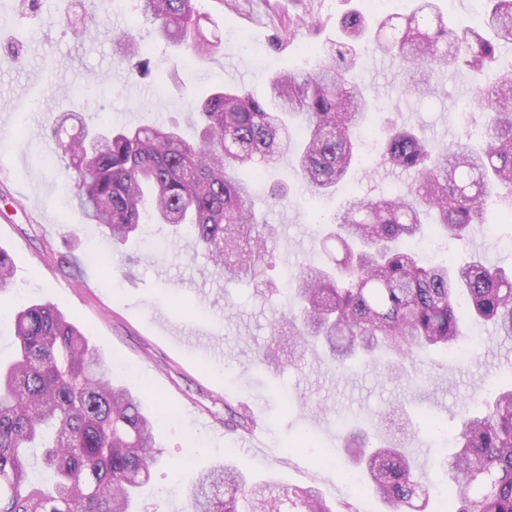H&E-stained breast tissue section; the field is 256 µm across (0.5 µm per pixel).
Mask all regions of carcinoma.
I'll return each mask as SVG.
<instances>
[{
    "label": "carcinoma",
    "mask_w": 512,
    "mask_h": 512,
    "mask_svg": "<svg viewBox=\"0 0 512 512\" xmlns=\"http://www.w3.org/2000/svg\"><path fill=\"white\" fill-rule=\"evenodd\" d=\"M484 4L476 28L449 24L435 0L377 20L352 10L339 39L318 50L314 70L276 73L262 99L230 88L209 94L190 113L200 126L194 142L176 127L115 130L81 119L71 133L65 123L77 115L65 113L53 136L74 169L73 200L116 243L135 236L149 214L190 236L204 268L257 282L274 228L257 219L245 176L289 155L311 191L328 194L363 164L357 144L369 129L383 164L413 180L394 198L353 194L326 221L320 244L328 260L289 275L288 316L258 347V362L279 361L285 328L291 365L322 346L338 370L382 354L386 374L398 376L430 348L463 345L471 320L512 340V269L475 253L424 267L408 245L429 217L446 240L466 245L486 224L485 201L498 187L512 223V68L496 65L499 45L512 43V0ZM136 9L159 38L188 44L189 62L213 47L199 0H136ZM368 38L397 61L406 94L430 92L432 78L449 69L484 76L474 103L484 118L482 146L460 138L437 150L390 118L370 124L375 105L350 76L356 46ZM118 41L138 71L148 69L132 33ZM12 276V258L0 248V287ZM14 342L13 358L0 364V512H135L162 456L151 394L112 376L88 330L51 301L16 312ZM449 429L452 448L439 461L448 512H512V389L466 406ZM408 436L386 427L373 442L355 431L344 439L355 482L380 497L385 512L431 498L416 478ZM37 445L49 485L27 480L26 452ZM286 501L298 512H352L347 502L328 504L313 485L259 483L229 463L198 473L188 512H281Z\"/></svg>",
    "instance_id": "carcinoma-1"
}]
</instances>
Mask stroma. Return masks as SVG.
Wrapping results in <instances>:
<instances>
[{
  "instance_id": "stroma-1",
  "label": "stroma",
  "mask_w": 512,
  "mask_h": 512,
  "mask_svg": "<svg viewBox=\"0 0 512 512\" xmlns=\"http://www.w3.org/2000/svg\"><path fill=\"white\" fill-rule=\"evenodd\" d=\"M205 33L214 53L193 61L185 45L156 38L154 26L131 16L129 0H0V247L14 263L0 291V361L12 351L10 316L29 301H52L67 319L85 327L129 388H150L171 415L158 441L164 450L138 512H186L187 490L202 469L224 460L258 477L284 484H312L331 502L353 512H384L380 498L348 478L340 444L342 423L357 422L372 435L379 417L399 407L401 424L445 423L464 402L512 385V342L492 327L475 326L473 356L450 359L432 350L409 364L405 376L384 375L378 364L336 370L318 356L299 367L256 360L285 309L262 302L252 282L201 272L190 238L167 242L161 224H145L126 244L105 238L70 203L71 173L57 159L46 129L65 112H79L115 126L165 123L187 138L198 131L186 117L219 86H241L264 96L281 68H310L313 50L335 39L351 8L371 12L372 0H201ZM83 7L96 27L69 29L59 16ZM133 30L149 46L150 71L131 69L116 42ZM20 64H11V56ZM379 111L422 131L436 149L464 136L479 139L481 123L470 112L474 86L468 72L433 82L425 98L403 94L404 76L389 56L366 51L354 71ZM409 174L376 162L360 168L352 189L359 195L394 194ZM294 190L298 202L275 206L274 186ZM346 201L344 191L312 197L290 157L281 158L260 184L253 207L277 229L274 255L263 281L280 284L319 252L321 218ZM484 260L512 267V224L495 199L486 202V224L470 245ZM251 405L268 425L264 448L236 446L225 427L226 406ZM312 446H303L304 437Z\"/></svg>"
}]
</instances>
